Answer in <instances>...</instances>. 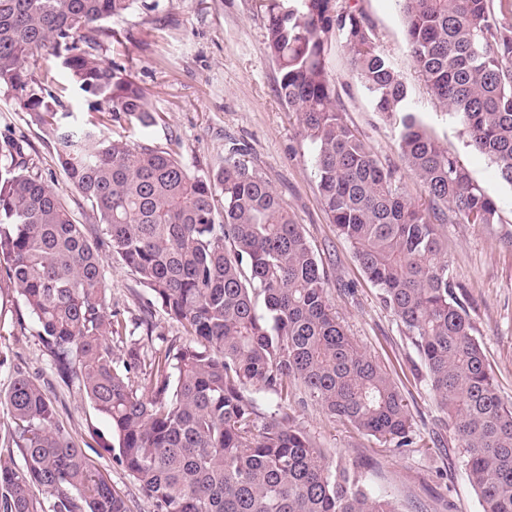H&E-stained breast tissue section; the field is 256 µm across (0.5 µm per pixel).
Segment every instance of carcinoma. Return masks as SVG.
<instances>
[{
	"label": "carcinoma",
	"mask_w": 512,
	"mask_h": 512,
	"mask_svg": "<svg viewBox=\"0 0 512 512\" xmlns=\"http://www.w3.org/2000/svg\"><path fill=\"white\" fill-rule=\"evenodd\" d=\"M136 0H0V88L52 139L60 168L97 213L79 224L25 136L0 141V270L39 326L58 379L109 420L117 461L154 512H400L326 458L283 411L302 388L326 413L400 449L412 416L395 382L346 334L324 267L282 196L231 145L215 172L111 129L160 119L146 90L99 51L103 22ZM419 76L512 186V0H397ZM277 94L315 145L324 210L426 369L482 512H512V405L500 397L448 275L444 224H498L500 207L418 121L411 93L366 16L340 0H260ZM372 110L396 126L416 203L338 107L332 41ZM54 56L87 123L62 109ZM115 258L178 322L182 341L146 352L106 296ZM264 306L265 314L258 313ZM277 402L259 411L255 394ZM0 413V512H131L61 424L45 386L17 371ZM24 465H18L17 459Z\"/></svg>",
	"instance_id": "carcinoma-1"
}]
</instances>
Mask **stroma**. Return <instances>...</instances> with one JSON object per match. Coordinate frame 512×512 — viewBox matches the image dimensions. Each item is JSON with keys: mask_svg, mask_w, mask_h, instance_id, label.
Instances as JSON below:
<instances>
[{"mask_svg": "<svg viewBox=\"0 0 512 512\" xmlns=\"http://www.w3.org/2000/svg\"><path fill=\"white\" fill-rule=\"evenodd\" d=\"M370 21L375 41L390 56L412 94L413 110L440 145L462 159L480 186L495 196L501 223H449L448 270L465 299L476 337L498 384L512 403V187L497 178L493 164L473 151L463 128L441 108L420 79L403 35L396 0H350ZM107 26L100 55L123 65L148 93L157 125H129L127 140L172 145L193 172L222 166L230 144L244 149V160L282 195L329 276V298L348 335L398 385L410 413L415 443L399 450L332 417L320 407L293 398L286 411L333 460L353 464L368 489L393 498L401 512H481L476 492L458 460L459 443L428 384L426 370L379 290L364 275L355 255L321 202L313 145L297 133V120L277 95L278 71L265 40L257 0H136ZM331 66L338 74L339 105L374 150L399 163L393 130L371 110L369 97L347 75V53L333 44ZM22 131L35 147L34 161L50 175L77 221L94 223L92 211L66 181L52 144L16 110L0 89V138ZM107 299L125 318L137 317L148 297L122 264L105 267ZM0 395L16 369L39 382H51L66 431L100 473L130 501L132 512L154 507L128 472L112 459V429L78 390L58 382L37 337V325L14 285L0 275Z\"/></svg>", "mask_w": 512, "mask_h": 512, "instance_id": "obj_1", "label": "stroma"}]
</instances>
